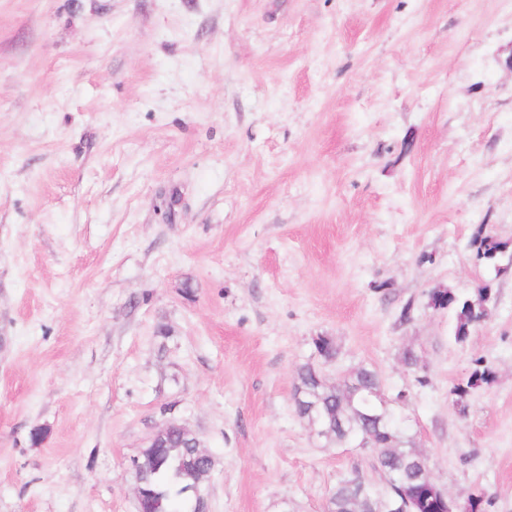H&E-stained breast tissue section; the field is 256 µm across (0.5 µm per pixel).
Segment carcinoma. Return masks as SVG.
Listing matches in <instances>:
<instances>
[{"label": "carcinoma", "instance_id": "obj_1", "mask_svg": "<svg viewBox=\"0 0 512 512\" xmlns=\"http://www.w3.org/2000/svg\"><path fill=\"white\" fill-rule=\"evenodd\" d=\"M468 248L475 263L500 274L502 254L509 242L502 240L487 225L473 230ZM493 299L492 281L485 280L470 293L451 288H435L429 294V306L448 311L454 320V339L465 343L483 317L478 303ZM313 354L325 362L338 356L336 341L330 336L313 338ZM494 372L482 358L473 359L469 375L451 389L454 402L464 405L470 393L491 385ZM295 390L302 393L303 404L295 408L301 418L315 420L324 431L331 448H347L366 444L373 466L384 472L381 487L366 485L359 478L341 480L329 497L328 512H445L438 498L419 480L427 467L426 458L406 433L401 418L385 398L379 372L359 366L334 382L321 381L313 362L308 360L296 368ZM197 442L177 427H172L156 448L142 458L144 497L142 512H184L189 490L197 481L196 471L188 466Z\"/></svg>", "mask_w": 512, "mask_h": 512}]
</instances>
